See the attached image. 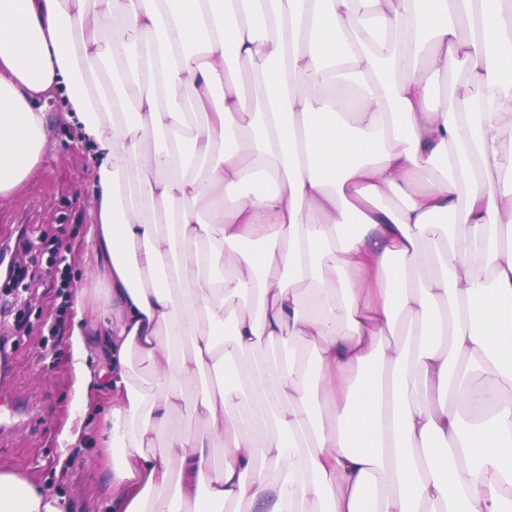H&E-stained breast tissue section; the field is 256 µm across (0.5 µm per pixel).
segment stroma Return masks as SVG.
<instances>
[{
  "label": "stroma",
  "mask_w": 512,
  "mask_h": 512,
  "mask_svg": "<svg viewBox=\"0 0 512 512\" xmlns=\"http://www.w3.org/2000/svg\"><path fill=\"white\" fill-rule=\"evenodd\" d=\"M49 152L40 168L9 196L0 198V246L27 225L48 247H67L62 268L72 290H85L82 320L60 312L58 290L45 268L47 250L24 255L28 267L17 302L0 307V336L9 339L7 375L0 395L28 406L26 420L0 430V472L17 474L57 491L66 512H111L112 488L100 458L107 394L81 417L72 408L84 392V370L109 366L101 332L107 285L93 255L84 250L90 224L92 163L79 130L57 113L48 131ZM82 431L78 443L70 429Z\"/></svg>",
  "instance_id": "stroma-1"
}]
</instances>
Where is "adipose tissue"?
I'll list each match as a JSON object with an SVG mask.
<instances>
[{
    "label": "adipose tissue",
    "mask_w": 512,
    "mask_h": 512,
    "mask_svg": "<svg viewBox=\"0 0 512 512\" xmlns=\"http://www.w3.org/2000/svg\"><path fill=\"white\" fill-rule=\"evenodd\" d=\"M508 58L512 0H0V196L57 100L94 154L112 512H512Z\"/></svg>",
    "instance_id": "ef3b65f1"
}]
</instances>
